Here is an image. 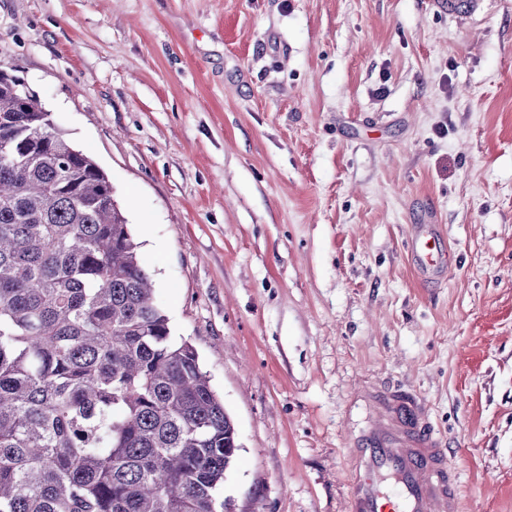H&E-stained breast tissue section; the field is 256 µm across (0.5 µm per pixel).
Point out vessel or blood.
Listing matches in <instances>:
<instances>
[{
    "mask_svg": "<svg viewBox=\"0 0 512 512\" xmlns=\"http://www.w3.org/2000/svg\"><path fill=\"white\" fill-rule=\"evenodd\" d=\"M438 229L414 225L409 251L423 271H438ZM376 418L354 443L350 512H459L457 474L426 404L401 389L372 394Z\"/></svg>",
    "mask_w": 512,
    "mask_h": 512,
    "instance_id": "1",
    "label": "vessel or blood"
}]
</instances>
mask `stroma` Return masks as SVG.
<instances>
[{
  "label": "stroma",
  "mask_w": 512,
  "mask_h": 512,
  "mask_svg": "<svg viewBox=\"0 0 512 512\" xmlns=\"http://www.w3.org/2000/svg\"><path fill=\"white\" fill-rule=\"evenodd\" d=\"M0 70L107 174L235 424L233 512H347L386 384L460 512H512V0H0ZM436 224L413 225L409 251L414 264L422 271L438 272L443 263V254L438 250Z\"/></svg>",
  "instance_id": "1"
}]
</instances>
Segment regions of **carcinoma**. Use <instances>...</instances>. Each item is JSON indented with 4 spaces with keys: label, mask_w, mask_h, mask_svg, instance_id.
<instances>
[{
    "label": "carcinoma",
    "mask_w": 512,
    "mask_h": 512,
    "mask_svg": "<svg viewBox=\"0 0 512 512\" xmlns=\"http://www.w3.org/2000/svg\"><path fill=\"white\" fill-rule=\"evenodd\" d=\"M0 73V512H218L235 425L94 160Z\"/></svg>",
    "instance_id": "1"
}]
</instances>
